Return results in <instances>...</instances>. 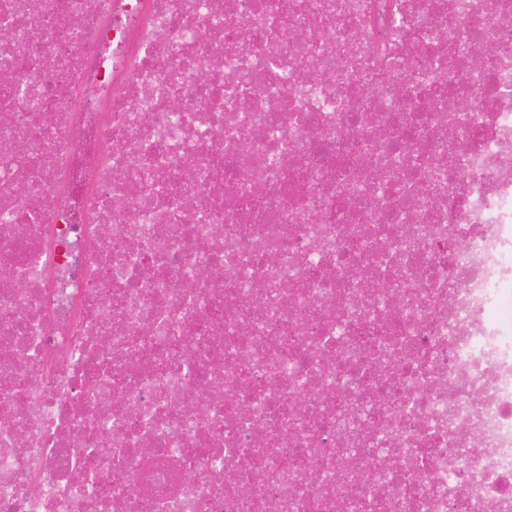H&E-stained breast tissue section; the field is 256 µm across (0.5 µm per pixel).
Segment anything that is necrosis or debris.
<instances>
[{
  "label": "necrosis or debris",
  "instance_id": "4bbe7bcc",
  "mask_svg": "<svg viewBox=\"0 0 512 512\" xmlns=\"http://www.w3.org/2000/svg\"><path fill=\"white\" fill-rule=\"evenodd\" d=\"M0 72V512H512V0H0Z\"/></svg>",
  "mask_w": 512,
  "mask_h": 512
}]
</instances>
